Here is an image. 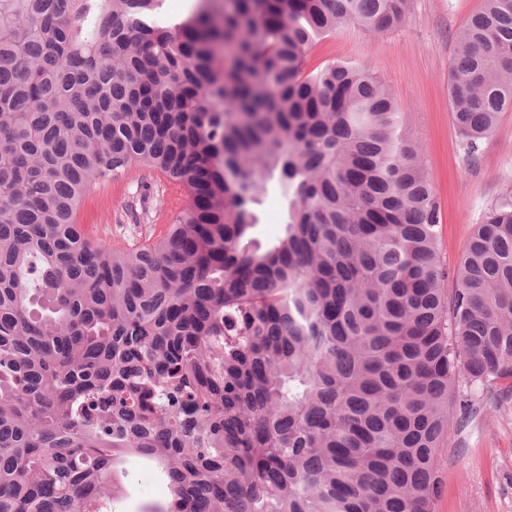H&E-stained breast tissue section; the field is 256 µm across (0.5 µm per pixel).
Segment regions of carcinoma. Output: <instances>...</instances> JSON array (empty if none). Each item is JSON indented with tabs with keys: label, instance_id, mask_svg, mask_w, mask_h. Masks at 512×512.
Masks as SVG:
<instances>
[{
	"label": "carcinoma",
	"instance_id": "obj_1",
	"mask_svg": "<svg viewBox=\"0 0 512 512\" xmlns=\"http://www.w3.org/2000/svg\"><path fill=\"white\" fill-rule=\"evenodd\" d=\"M162 2L0 0V512H115L130 459L154 512H433L473 392L512 396V192L448 272L399 103L360 62L304 72L410 0ZM448 101L474 161L512 110V0L460 30ZM137 169L181 194L167 232L84 236ZM283 216V201L273 191H270L264 198L261 210V223L254 233L257 241L262 246L280 233L283 227Z\"/></svg>",
	"mask_w": 512,
	"mask_h": 512
}]
</instances>
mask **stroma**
Wrapping results in <instances>:
<instances>
[{"label":"stroma","instance_id":"35a3bbf8","mask_svg":"<svg viewBox=\"0 0 512 512\" xmlns=\"http://www.w3.org/2000/svg\"><path fill=\"white\" fill-rule=\"evenodd\" d=\"M481 0H411L404 23L385 33L352 25L316 44L306 70L334 60L366 63L401 106L400 125L421 147V161L439 208V254L454 267L475 224L512 189V112L503 113L476 162H469L452 123L448 67L454 38ZM171 211L163 179L138 170L93 192L78 215L97 239L135 247L151 241ZM434 512H512V400L486 403L465 427L452 430L439 451ZM167 491L155 467L134 470L118 512H147Z\"/></svg>","mask_w":512,"mask_h":512}]
</instances>
